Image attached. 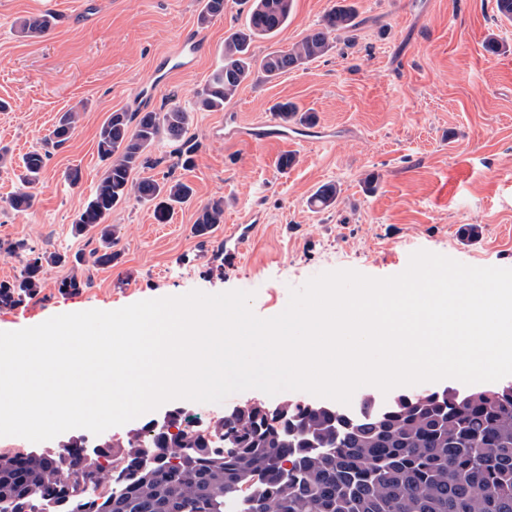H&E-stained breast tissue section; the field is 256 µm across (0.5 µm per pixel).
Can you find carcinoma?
<instances>
[{
    "mask_svg": "<svg viewBox=\"0 0 512 512\" xmlns=\"http://www.w3.org/2000/svg\"><path fill=\"white\" fill-rule=\"evenodd\" d=\"M293 0H252L242 28L224 39L223 64L196 95L200 111L217 112L241 85L275 78L331 49L336 34L360 25L351 5H336L297 44L261 58L252 43L277 34L288 23ZM224 0H205L198 24L223 15ZM57 16L23 20L22 36L46 34ZM283 125L313 126L316 116L292 102L275 106ZM79 114L59 117L42 145L23 158L21 188L9 208L33 204L51 151L74 130ZM191 113L172 101L159 112H112L100 127L97 151L106 162L85 208L72 224L74 236L95 231L91 263L110 267L119 259L117 236L107 218L134 198L153 204L166 222L194 189L177 180L131 178L156 164L151 149L165 138L178 145L177 163L194 164L198 144L186 137ZM334 183L320 186L311 204H336ZM224 222V198L197 210L192 233L205 237ZM20 258L19 274L0 281V307H17L38 295L45 268L69 257L35 248L24 239L0 238V252ZM162 431L148 422L123 440L97 439L108 449L112 474L82 437L57 453L0 452V512H224V502L242 499L244 512H512V382L475 390L454 388L400 394L385 403L366 398L355 413L329 404L266 403L236 406L215 423L182 424ZM171 452L148 460L142 444Z\"/></svg>",
    "mask_w": 512,
    "mask_h": 512,
    "instance_id": "obj_1",
    "label": "carcinoma"
}]
</instances>
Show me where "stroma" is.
I'll return each instance as SVG.
<instances>
[{
  "instance_id": "1",
  "label": "stroma",
  "mask_w": 512,
  "mask_h": 512,
  "mask_svg": "<svg viewBox=\"0 0 512 512\" xmlns=\"http://www.w3.org/2000/svg\"><path fill=\"white\" fill-rule=\"evenodd\" d=\"M337 2L293 0L287 26L255 41L252 52L288 50ZM347 2L361 23L337 36L327 54L243 84L223 111L199 112L196 93L221 64L225 36L245 22L240 0H227L223 16L203 29V0H0V100L9 105L0 112V146L12 156L0 168V238L70 255L97 247L95 233L77 237L71 225L104 171L97 134L113 111L157 112L177 101L192 110L187 135L199 144L194 165L184 168L173 144L158 142L149 171L190 184L191 203L164 224L149 204L132 199L114 208L109 222L117 228L118 261L47 267L37 296L0 308V331L193 290L253 292V312L270 318L286 308L291 289L314 276L355 270L390 277L419 250L469 266L512 268V22L498 16L495 0ZM45 11L59 17L49 33L18 34L21 19ZM191 32L204 45L194 66L168 73L151 96L140 97L141 86ZM491 38L500 53L487 51ZM285 101L315 112L316 126L290 127L284 141L232 134L230 120L254 123ZM72 107L79 123L48 161L32 207L10 209L22 157ZM288 153L296 161L281 168ZM71 166L82 171L74 187L63 180ZM326 183L340 190L335 206L312 209L311 195ZM215 197L224 200V222L210 237H195L197 209ZM243 215L251 219L250 239L233 264L222 255L225 233ZM468 224L475 234H463ZM72 274L86 287L61 290ZM261 396L251 389L220 404L176 399L120 431L175 408L205 425Z\"/></svg>"
}]
</instances>
